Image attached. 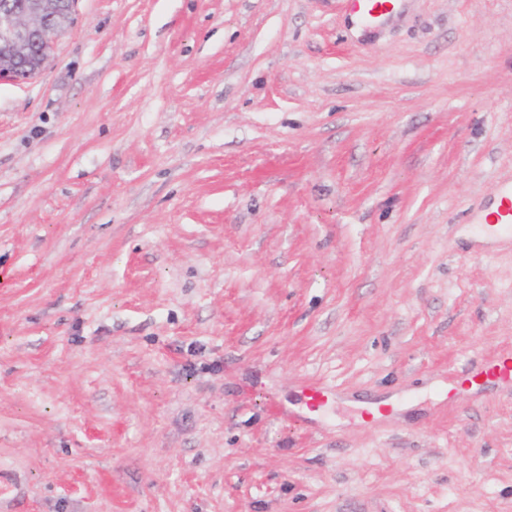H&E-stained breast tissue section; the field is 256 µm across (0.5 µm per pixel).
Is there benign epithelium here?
<instances>
[{
	"instance_id": "benign-epithelium-1",
	"label": "benign epithelium",
	"mask_w": 512,
	"mask_h": 512,
	"mask_svg": "<svg viewBox=\"0 0 512 512\" xmlns=\"http://www.w3.org/2000/svg\"><path fill=\"white\" fill-rule=\"evenodd\" d=\"M48 0H21L0 6V81L25 82L45 67L61 28L48 17Z\"/></svg>"
}]
</instances>
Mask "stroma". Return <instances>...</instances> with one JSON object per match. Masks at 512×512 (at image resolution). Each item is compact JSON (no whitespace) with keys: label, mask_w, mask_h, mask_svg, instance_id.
<instances>
[{"label":"stroma","mask_w":512,"mask_h":512,"mask_svg":"<svg viewBox=\"0 0 512 512\" xmlns=\"http://www.w3.org/2000/svg\"><path fill=\"white\" fill-rule=\"evenodd\" d=\"M511 182L512 0H78L0 82V512H512V388L447 396ZM353 15L375 21L387 16L394 8V0H348ZM498 205L496 211L488 214L479 230L483 234H491L512 242V186L496 188Z\"/></svg>","instance_id":"stroma-1"}]
</instances>
